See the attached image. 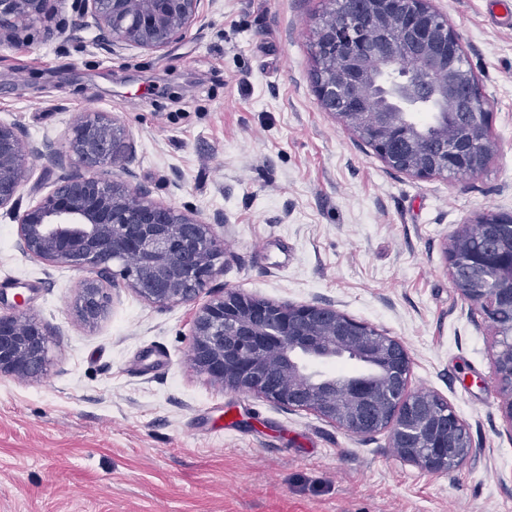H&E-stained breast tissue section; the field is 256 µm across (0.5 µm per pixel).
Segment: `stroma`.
Segmentation results:
<instances>
[{"label":"stroma","instance_id":"35a3bbf8","mask_svg":"<svg viewBox=\"0 0 512 512\" xmlns=\"http://www.w3.org/2000/svg\"><path fill=\"white\" fill-rule=\"evenodd\" d=\"M458 33L492 114L496 149L474 177L389 168L322 112L313 30L328 0H202L161 51L105 49L72 0L0 45V122L65 143L91 112L130 135L128 168L98 176L150 188L202 219L222 214L224 271L276 302H322L407 347L411 390L448 402L476 460L430 473L388 432L229 392L193 366L198 304L162 306L105 286L98 323L75 312L81 272L22 254L0 214V309L25 299L46 324L38 381L0 376V512H512V424L496 338L454 288L447 243L487 211L512 214V23L490 0H434ZM31 204L71 163L27 156Z\"/></svg>","mask_w":512,"mask_h":512}]
</instances>
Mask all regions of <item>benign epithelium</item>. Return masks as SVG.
<instances>
[{
	"label": "benign epithelium",
	"mask_w": 512,
	"mask_h": 512,
	"mask_svg": "<svg viewBox=\"0 0 512 512\" xmlns=\"http://www.w3.org/2000/svg\"><path fill=\"white\" fill-rule=\"evenodd\" d=\"M48 0H0V38L16 32L19 18L34 20ZM201 0H73L85 23L108 47L160 51L178 40L196 18ZM347 8L326 11L315 30L312 82L320 109L370 145L390 168L416 178L448 177L458 164L481 173L495 144L488 135L491 113L448 16L433 0H344ZM401 51L410 65L395 71ZM420 71L434 83L416 79ZM381 91L393 108L366 112L368 95ZM438 100L454 112L438 113L428 138L405 121L420 102ZM372 118H367V115ZM481 146L448 145V116ZM28 151L52 165L64 159L85 168L59 179L40 201L20 210L30 171L19 131L0 123V210L18 226L17 248L54 267L89 273L76 303L78 316L97 322L106 309L103 283L122 281L158 305L197 301L223 272L224 240L207 223L151 199L145 186L90 173L104 164L131 161L127 132L109 112L83 118L67 145L45 140ZM488 229L484 251L471 252L476 225L452 237L449 274L454 287L496 331L495 369L512 425V324H498L512 309V215L489 211L477 219ZM0 312V375L37 380L47 371L49 328L19 310ZM191 361L224 389L261 398L282 408H304L355 434L389 432L392 447L428 472L476 456L464 423L436 394L409 388L411 358L404 344L331 304L278 303L226 289L204 303L193 322ZM348 353L379 368L372 383L316 380L298 357L328 360Z\"/></svg>",
	"instance_id": "benign-epithelium-1"
}]
</instances>
